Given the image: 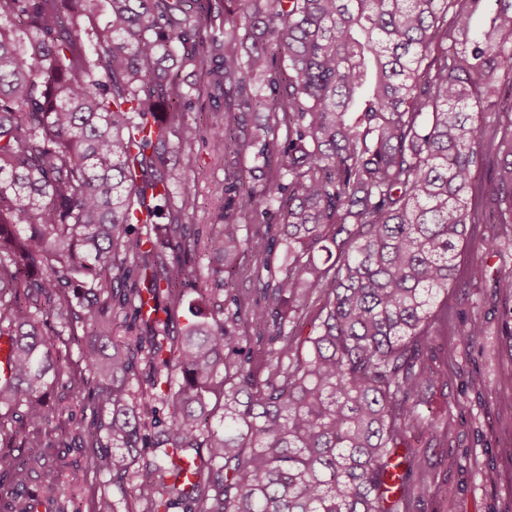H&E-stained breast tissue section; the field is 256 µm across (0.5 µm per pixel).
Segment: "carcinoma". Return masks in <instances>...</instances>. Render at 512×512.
<instances>
[{
    "instance_id": "1",
    "label": "carcinoma",
    "mask_w": 512,
    "mask_h": 512,
    "mask_svg": "<svg viewBox=\"0 0 512 512\" xmlns=\"http://www.w3.org/2000/svg\"><path fill=\"white\" fill-rule=\"evenodd\" d=\"M193 2L0 0V507L35 512V474L55 492L68 464L41 449L67 438L49 398L73 395L91 411L86 470L134 483L141 512H407L436 493L403 475L385 505L390 469L424 468L408 435L442 433L421 411L440 298L469 226L512 224V0H494L484 28L486 0H237L222 40L204 35L209 0ZM166 59L224 90L209 126L223 151L279 158L260 185L215 188L224 270L250 255L265 304L225 281L235 311L220 319L201 287L180 330L169 311L200 239L165 152L171 130L190 152L200 129ZM259 106L272 122L247 141ZM271 208L286 227L279 276L267 233L240 223ZM168 215L156 237L133 230ZM502 246L492 231L477 243ZM318 251L335 259L320 266ZM310 305L304 335L292 325ZM109 314L143 331L71 360L78 328L105 336ZM480 335V315L460 321L462 340ZM146 436L154 451L134 470ZM22 444L35 452L13 455Z\"/></svg>"
}]
</instances>
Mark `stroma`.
I'll list each match as a JSON object with an SVG mask.
<instances>
[{"instance_id": "35a3bbf8", "label": "stroma", "mask_w": 512, "mask_h": 512, "mask_svg": "<svg viewBox=\"0 0 512 512\" xmlns=\"http://www.w3.org/2000/svg\"><path fill=\"white\" fill-rule=\"evenodd\" d=\"M179 77L190 97L186 119L203 129L192 152H173L170 166L175 172L194 173L190 192L195 197L193 228L207 249L194 258L193 266L209 287L221 285L222 256L213 243L220 232L219 216L225 200L216 195L230 171L244 170L253 184L264 180V168L252 155L242 157L219 152L205 128L211 110L223 105L224 94L207 86L200 71L180 70ZM487 276L470 279L461 273L448 291V324L480 314L484 333L474 342H464L453 331L434 337L424 360L438 376L427 407L439 416L446 432L440 443H422L427 478L438 493L410 503V512H512V298L501 296L493 286L496 273L512 272V249L503 256L485 258ZM54 422L66 427L71 442L66 449L71 467L55 491L66 501L88 492L108 496L117 512L135 506L132 483L116 486L108 474L85 471L80 461L79 432L82 413L72 402L61 404ZM495 470V481H485L487 470Z\"/></svg>"}]
</instances>
